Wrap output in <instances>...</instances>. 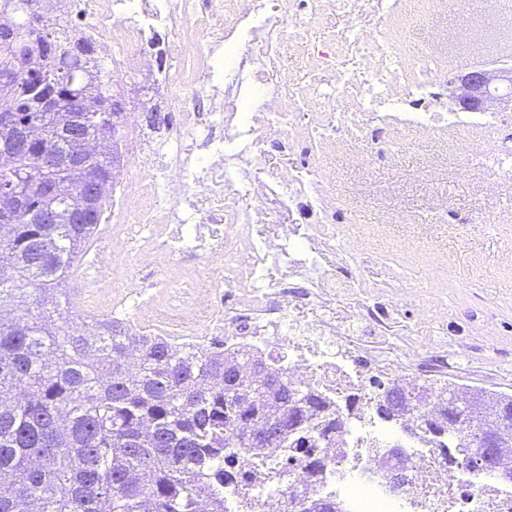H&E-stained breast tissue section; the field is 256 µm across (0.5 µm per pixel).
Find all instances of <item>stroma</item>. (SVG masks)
Listing matches in <instances>:
<instances>
[{"label": "stroma", "mask_w": 512, "mask_h": 512, "mask_svg": "<svg viewBox=\"0 0 512 512\" xmlns=\"http://www.w3.org/2000/svg\"><path fill=\"white\" fill-rule=\"evenodd\" d=\"M467 1L448 0L440 29L415 25L411 42L430 47L443 36L461 44L476 9L492 8L490 0H471L469 10ZM354 146L342 139L329 157L336 189L364 224L377 225L380 241L407 244L392 265L394 285L421 297L429 285L425 264L437 255L447 257L456 273L443 294L447 314L427 326L418 322L421 307L401 305L393 335L421 340L435 332L449 345L464 344L469 384L512 394V180L499 181L497 193L487 194L486 184L497 181L494 169L478 158L463 164L442 135L422 139L399 159L376 161L369 171L349 165ZM389 210L400 213V222L382 223ZM491 312L498 325L487 336L482 323Z\"/></svg>", "instance_id": "1"}]
</instances>
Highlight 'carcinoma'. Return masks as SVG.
Masks as SVG:
<instances>
[{"mask_svg": "<svg viewBox=\"0 0 512 512\" xmlns=\"http://www.w3.org/2000/svg\"><path fill=\"white\" fill-rule=\"evenodd\" d=\"M28 52L14 55L0 41V83L16 122H29L34 141L0 173V190L29 187L75 151L64 134V113L52 109L73 95L97 107L104 95L96 77L112 82V68L74 39L70 20L43 21L28 7L0 19ZM85 134L100 142L93 168L111 174L112 128L93 118ZM68 211L79 197L36 199ZM95 225L31 224L21 218L0 242V512H228L224 504V449L259 457L276 448L315 442L308 415L267 405L268 381L211 348L179 349L162 336H138L122 322L72 314L66 284L82 259ZM244 368L227 394L224 366ZM325 428L338 425L321 394L309 397ZM276 414L300 426L269 448L242 447L229 433L244 431ZM512 417V396H475L458 425L421 429L468 445L469 463L482 471L475 435L498 416Z\"/></svg>", "mask_w": 512, "mask_h": 512, "instance_id": "1", "label": "carcinoma"}]
</instances>
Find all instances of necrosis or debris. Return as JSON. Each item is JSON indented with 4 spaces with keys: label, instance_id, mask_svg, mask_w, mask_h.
<instances>
[{
    "label": "necrosis or debris",
    "instance_id": "4bbe7bcc",
    "mask_svg": "<svg viewBox=\"0 0 512 512\" xmlns=\"http://www.w3.org/2000/svg\"><path fill=\"white\" fill-rule=\"evenodd\" d=\"M381 24L367 27L359 10L346 18L354 38L331 46L317 39L340 0H288L287 16L268 12L263 0H38L45 12L80 21L113 76L125 63L159 57L157 84L176 121L150 128L128 144L130 160L113 170L108 213L94 234L96 250L108 251L112 274L129 258L161 271L149 287L135 281L107 284L92 277L84 286L96 313L113 316L141 335L173 336L190 344L224 336L225 352L259 355L287 368L295 387L329 399L343 422L329 446L275 451L278 468L254 463L224 466V495L249 512H298V497L285 487L324 496L336 474L348 480L338 512H512V483L472 470L461 442H429L410 421L376 420L372 378L391 376L421 383L432 355L447 343L394 341L383 311L394 309L397 289L383 277L365 278L348 268L362 253L361 239L343 228L345 201L337 195L328 150L342 137L357 140L353 164L368 165L409 152L416 134L451 133L463 161L478 154L475 131L494 139L484 155L496 172L512 176V114L462 112L441 100L448 74L461 59H440L407 42L416 21L434 22L448 0H376ZM163 29L165 41L148 34ZM310 51L313 70L284 73L283 35ZM234 56L250 72L251 87L224 83L216 56ZM332 71L323 84L314 70ZM379 117L377 128L365 117ZM281 151L299 152L300 165L260 178L253 153L269 138ZM253 206L242 207L244 198ZM303 209L308 224H291ZM184 279L180 295L169 280ZM306 290L292 296L288 282ZM234 289L223 305L220 291ZM404 448L413 480L399 490L371 480L379 450Z\"/></svg>",
    "mask_w": 512,
    "mask_h": 512
}]
</instances>
